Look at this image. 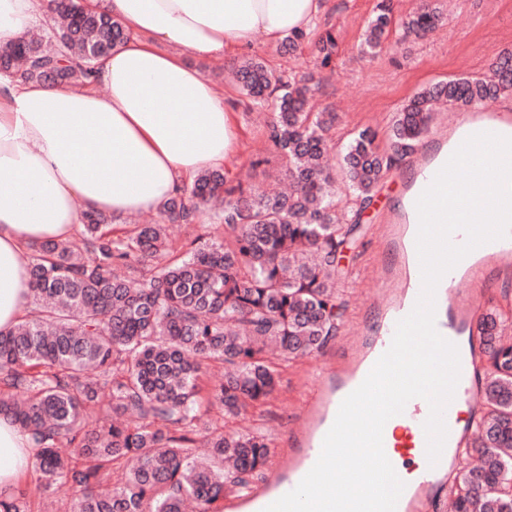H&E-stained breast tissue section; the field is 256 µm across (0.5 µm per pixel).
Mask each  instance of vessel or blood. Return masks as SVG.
Listing matches in <instances>:
<instances>
[{"mask_svg":"<svg viewBox=\"0 0 512 512\" xmlns=\"http://www.w3.org/2000/svg\"><path fill=\"white\" fill-rule=\"evenodd\" d=\"M505 116L493 112H465L460 124L479 125L481 131L498 132ZM418 229L388 228L391 246L402 251L411 264H418ZM512 255V236L477 247L440 281L435 294L437 331L454 343L460 355L461 374L453 400L445 410L448 436L437 464H429L423 424L429 405L421 398L410 400L400 416V426L384 428L383 446L389 449L394 469L412 472L397 502L396 512H419L428 500L437 501L441 512L454 503L451 473L469 458V446L482 426L472 420L484 392L475 381L477 356L469 340L480 328L481 316L491 301L490 288L502 276L504 256ZM387 288L378 298V316L365 331L344 336L339 364L318 373L310 397L288 429V445L274 449L269 474L257 485L224 502L225 512H264L265 508L293 490L319 458L323 440L332 427L341 402L367 377L389 349L396 325L413 310L422 288L421 277L387 274Z\"/></svg>","mask_w":512,"mask_h":512,"instance_id":"b4317fda","label":"vessel or blood"}]
</instances>
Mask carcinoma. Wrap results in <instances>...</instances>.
I'll return each instance as SVG.
<instances>
[{
  "instance_id": "obj_1",
  "label": "carcinoma",
  "mask_w": 512,
  "mask_h": 512,
  "mask_svg": "<svg viewBox=\"0 0 512 512\" xmlns=\"http://www.w3.org/2000/svg\"><path fill=\"white\" fill-rule=\"evenodd\" d=\"M58 19L40 36L0 49V75L48 84L90 79L94 62L129 38L122 21L50 0ZM438 23L423 9L398 24L420 36ZM390 4L380 0L360 44L375 53L390 38ZM314 43L323 68L332 66L336 37L296 33L285 53ZM240 91L271 109V157L288 176V191L254 192L219 168L198 174L160 211V224L116 229L104 214L85 215L75 241L33 246L30 297L35 315L0 330V417L19 425L34 450L37 490L63 496L65 512H224L226 489L267 467L269 445L257 431L227 434L204 418L203 403L236 416L268 400L276 370L262 357L266 343L296 361L336 335L343 304L336 295L339 256L361 212L373 202L384 170L413 153L436 104L469 108L512 95V52L491 75L438 81L405 101L384 148L369 128L344 146V170L356 211L336 203L333 176L323 165L333 148L336 114L312 104L318 85L245 60L235 72ZM202 233L187 245L166 224ZM223 227L213 240L205 232ZM482 318L486 356L485 411L479 438L482 466L455 479L457 512H512V345L501 342L512 296ZM219 364L224 384L205 391L204 369ZM134 414L119 423L117 414ZM213 451L201 462L186 454L198 435ZM110 490L102 486L110 481ZM0 512H56L32 508L19 489L0 499Z\"/></svg>"
}]
</instances>
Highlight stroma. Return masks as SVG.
<instances>
[{
    "instance_id": "35a3bbf8",
    "label": "stroma",
    "mask_w": 512,
    "mask_h": 512,
    "mask_svg": "<svg viewBox=\"0 0 512 512\" xmlns=\"http://www.w3.org/2000/svg\"><path fill=\"white\" fill-rule=\"evenodd\" d=\"M379 0H329L316 33L335 29L337 51L332 69L320 68L312 45H304L294 55L282 54L278 46L260 45L252 50L272 69L302 75L314 74L320 82L317 105L329 106L337 115V150L326 158L335 178L340 206L351 200L343 181L339 148L360 128L369 126L386 135L400 105L422 88L441 79L483 77L503 51H512V0H434L442 16L435 30L405 41L390 38L376 57H362L357 46L365 25ZM215 87L224 91L232 109L239 143L234 156L224 163L229 178L250 172L254 185L264 186L282 179L279 166L270 164L249 171L256 155H272L273 145L263 135L264 119L246 107V99L225 78L226 59L195 58L191 61ZM404 183L401 167L384 172L376 192V202L362 214L358 230L340 258L342 276L336 288L346 307L341 326L324 348L293 363L280 366L277 391L266 405L225 420V432L258 430L270 443H278L287 433L307 398L317 373L336 361L346 328H359L373 318L380 294L376 279L360 278L359 268L367 261L394 262L381 238V226L395 220L389 210L391 199Z\"/></svg>"
}]
</instances>
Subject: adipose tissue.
Returning <instances> with one entry per match:
<instances>
[{
    "instance_id": "ef3b65f1",
    "label": "adipose tissue",
    "mask_w": 512,
    "mask_h": 512,
    "mask_svg": "<svg viewBox=\"0 0 512 512\" xmlns=\"http://www.w3.org/2000/svg\"><path fill=\"white\" fill-rule=\"evenodd\" d=\"M131 33L92 83L0 76V330L31 315L34 244L75 240L85 214L160 210L237 138L221 91L187 64L311 30L327 0H79ZM39 0H0V48L37 23ZM27 436L0 418V495L32 469Z\"/></svg>"
}]
</instances>
